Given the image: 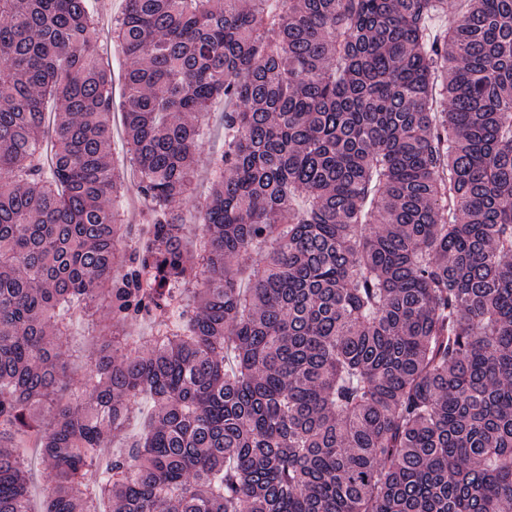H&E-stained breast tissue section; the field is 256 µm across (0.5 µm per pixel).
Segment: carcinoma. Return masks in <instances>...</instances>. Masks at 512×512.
Instances as JSON below:
<instances>
[{
  "instance_id": "obj_1",
  "label": "carcinoma",
  "mask_w": 512,
  "mask_h": 512,
  "mask_svg": "<svg viewBox=\"0 0 512 512\" xmlns=\"http://www.w3.org/2000/svg\"><path fill=\"white\" fill-rule=\"evenodd\" d=\"M456 2L124 0L136 232L88 0H0V512L29 441L45 512H512V0ZM224 108H217L212 112L209 120V130L205 145L202 146L195 156V168L197 170V182L193 190L188 192L183 198L180 206L187 212H195L204 207L210 191L211 181L209 179L211 170V160L221 150L223 143V113Z\"/></svg>"
}]
</instances>
